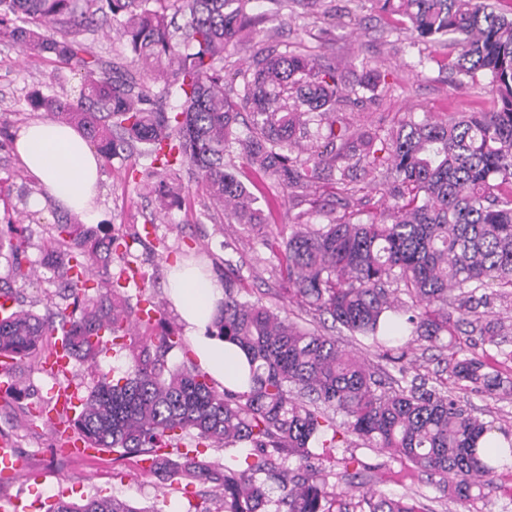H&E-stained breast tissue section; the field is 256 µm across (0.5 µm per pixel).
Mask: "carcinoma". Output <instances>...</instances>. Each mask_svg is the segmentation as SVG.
<instances>
[{"label":"carcinoma","mask_w":512,"mask_h":512,"mask_svg":"<svg viewBox=\"0 0 512 512\" xmlns=\"http://www.w3.org/2000/svg\"><path fill=\"white\" fill-rule=\"evenodd\" d=\"M395 16L414 41L448 43V71L476 83L489 97L470 112L441 122L410 120L396 129L354 137L336 126V113L376 98L385 75L376 68L352 82L317 57L274 50L237 69L224 90V52L252 21L253 0H0V35L33 55H50L81 72L73 100L40 92L30 108L52 122L77 125L105 163L133 142L146 145L157 207L184 204L176 184L184 165L195 169L211 199L236 224L252 229L269 214L240 178L239 167L262 174L268 189L287 192L325 179L342 195L344 214L331 211L316 227L298 223L284 240L293 298L328 316L378 358L399 365L386 381L336 339L299 326L259 301L239 297L224 281L211 334L246 355L247 390L218 391L191 359L170 364L185 349L161 320L142 321L121 279L78 285L77 273L112 259L122 237L95 239L83 225H56L44 264L58 269L73 310L44 319L17 308L0 318V355L35 356L53 338L72 355L95 362L112 348L128 352L118 379L102 378L72 418L74 435L116 459L175 483L187 512H421L414 504L362 489L367 465L340 459L348 488L329 484L313 445L340 448L352 438L403 456L439 475L448 495L480 500L497 488L512 458V435L473 416L451 394L407 379L406 352L397 345L392 315L407 314L413 341L449 337L451 376L475 391H496L504 378L487 361L456 348L455 332L470 325L501 348L502 326L486 319L485 288H512V15L496 0H368ZM103 14L126 38L145 79L131 82L99 66L77 39ZM65 23L70 34L55 35ZM171 96L180 106L167 110ZM372 177L393 200L371 222L351 221L359 200L353 183ZM25 236H15V274L28 276ZM400 292L410 305L400 308ZM344 416L336 424L335 414ZM191 437L195 447L183 448ZM249 447L211 461L203 448ZM297 466L289 468V458ZM207 484L206 491L193 490ZM197 502H191V499ZM48 512H136L109 496L78 504L55 499Z\"/></svg>","instance_id":"1"}]
</instances>
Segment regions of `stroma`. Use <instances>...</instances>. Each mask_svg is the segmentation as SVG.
Listing matches in <instances>:
<instances>
[{"label": "stroma", "mask_w": 512, "mask_h": 512, "mask_svg": "<svg viewBox=\"0 0 512 512\" xmlns=\"http://www.w3.org/2000/svg\"><path fill=\"white\" fill-rule=\"evenodd\" d=\"M347 0H255L256 27L243 35L227 51L225 74L252 61L263 48L297 54H317L335 63L346 80H354L367 65L378 66L386 76L385 87L371 102L343 112L352 131L362 133L389 128L407 118L446 119L450 112H465L487 97V84L474 85L453 80L447 67L448 48L444 45L414 48L410 35L399 29L392 18L362 9L345 15ZM88 50L104 69L115 67L134 71L132 56L120 32L109 24L80 35ZM429 61L419 70L409 64L418 56ZM81 84L79 71L51 56H32L21 52L9 39L0 37V121H7L9 134L24 125L42 120L27 103L33 91L60 96L77 94ZM0 239L10 240L13 227L28 228L26 254L35 275L16 277L10 250L0 251V286L6 285L19 295L23 308L45 316L66 306L65 293L52 269L42 258L54 234L55 224L69 219L44 192L38 180L23 166L14 147L0 150ZM144 172H131L128 162L118 159L102 165L96 199L97 215L89 222L99 236L108 231L122 233L130 246L129 258L114 255L108 268L97 269V277L120 275L133 267L137 275L127 293L131 302L150 300L161 312L166 328L184 334L185 324L173 308L165 288L166 271L176 261H201L216 281H223L226 265H233L240 276L242 297L261 299L275 311L288 310L291 317L311 321L305 305L288 302V281L278 273L283 257V239L295 218L313 224L324 221L323 211L339 207L324 182L312 184L306 200L289 199L280 207L274 222L261 231L244 230L230 223L224 212L198 184L189 169H182L185 188L183 207L156 218V204L144 184ZM449 349L432 348L427 342L409 345L406 358L416 373L425 375L429 384L448 383ZM129 368L126 354L107 351L96 365L73 360L68 379L87 394L101 375L119 377ZM16 388L10 397L0 398V439L11 440L29 463L25 478L7 486L0 485V503L21 499L26 512H45L58 497L78 501L99 494L114 496L148 512H187L183 495L143 473L130 460H114L111 453L75 455L65 452L54 440L52 426L27 416L28 407L50 400L55 377L43 363L25 358L16 363ZM457 398L471 407L475 416L494 422L512 433V393L456 389ZM354 454L368 464L363 481L368 488L392 498L416 502L425 512H512V469L501 470L498 488L485 500H460L440 489L438 476L422 471L406 458L369 448L354 442L350 449L321 452L318 465L330 484L345 487L339 461Z\"/></svg>", "instance_id": "1"}]
</instances>
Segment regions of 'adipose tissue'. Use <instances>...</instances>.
<instances>
[{
  "label": "adipose tissue",
  "instance_id": "1",
  "mask_svg": "<svg viewBox=\"0 0 512 512\" xmlns=\"http://www.w3.org/2000/svg\"><path fill=\"white\" fill-rule=\"evenodd\" d=\"M16 150L27 170L62 207L90 216L98 193V160L73 128L33 122L19 130ZM170 299L188 331L190 348L200 367L220 385H230L245 355L222 338L207 335L215 304L223 296L204 267L191 261L175 263L168 280Z\"/></svg>",
  "mask_w": 512,
  "mask_h": 512
}]
</instances>
